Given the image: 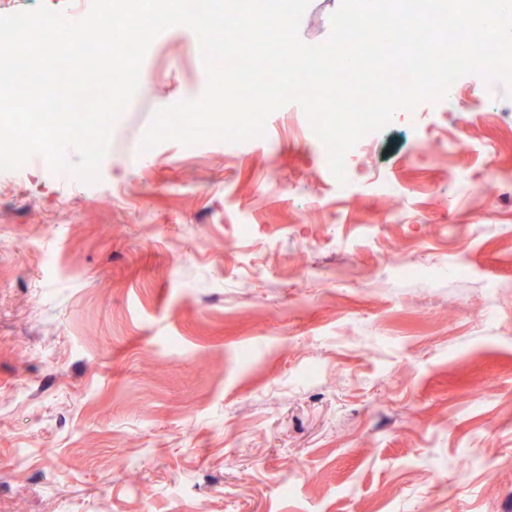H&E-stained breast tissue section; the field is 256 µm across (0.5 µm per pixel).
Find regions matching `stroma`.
<instances>
[{
  "mask_svg": "<svg viewBox=\"0 0 512 512\" xmlns=\"http://www.w3.org/2000/svg\"><path fill=\"white\" fill-rule=\"evenodd\" d=\"M207 81L166 29L97 182L0 171V512H512L507 87L368 134L340 195L289 102L257 141L141 151Z\"/></svg>",
  "mask_w": 512,
  "mask_h": 512,
  "instance_id": "obj_1",
  "label": "stroma"
}]
</instances>
